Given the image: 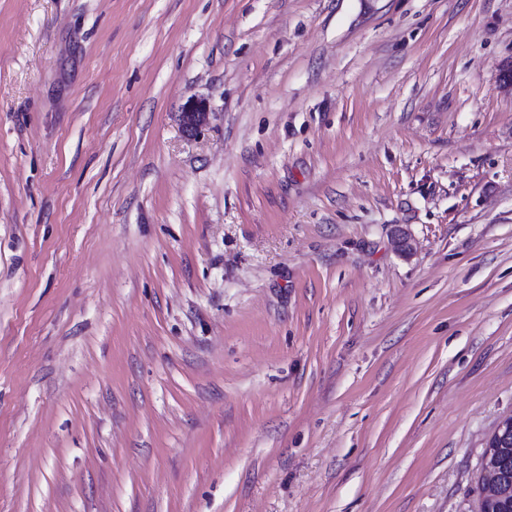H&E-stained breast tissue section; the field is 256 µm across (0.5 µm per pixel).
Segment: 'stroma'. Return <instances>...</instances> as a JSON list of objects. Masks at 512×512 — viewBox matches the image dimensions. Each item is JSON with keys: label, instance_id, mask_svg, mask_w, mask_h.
Masks as SVG:
<instances>
[{"label": "stroma", "instance_id": "35a3bbf8", "mask_svg": "<svg viewBox=\"0 0 512 512\" xmlns=\"http://www.w3.org/2000/svg\"><path fill=\"white\" fill-rule=\"evenodd\" d=\"M510 64L512 0H0V512H476ZM210 105L205 99L189 100L180 113L184 130L188 134L197 133L208 121Z\"/></svg>", "mask_w": 512, "mask_h": 512}]
</instances>
